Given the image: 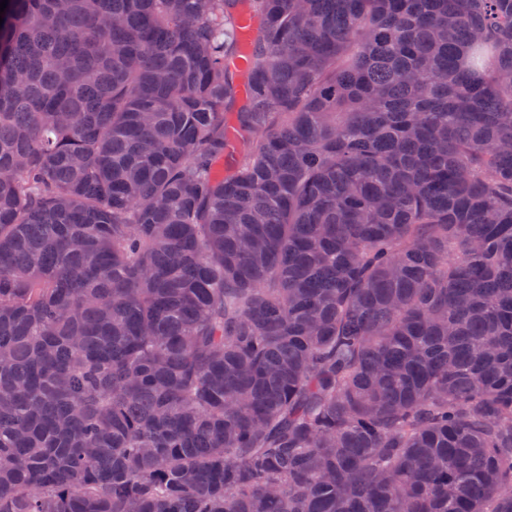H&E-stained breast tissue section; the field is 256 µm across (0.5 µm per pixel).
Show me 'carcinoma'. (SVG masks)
<instances>
[{"label":"carcinoma","mask_w":512,"mask_h":512,"mask_svg":"<svg viewBox=\"0 0 512 512\" xmlns=\"http://www.w3.org/2000/svg\"><path fill=\"white\" fill-rule=\"evenodd\" d=\"M0 17V512H512V0Z\"/></svg>","instance_id":"carcinoma-1"}]
</instances>
